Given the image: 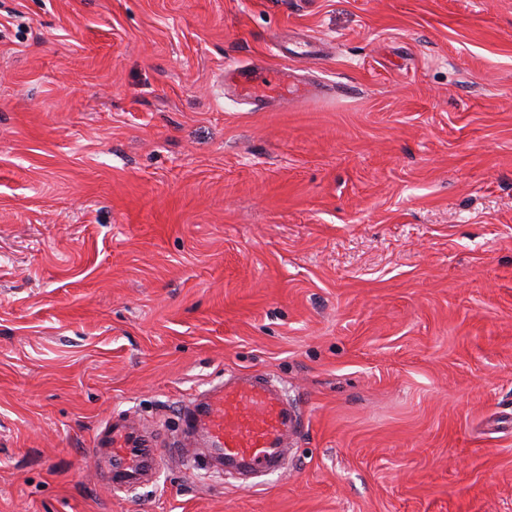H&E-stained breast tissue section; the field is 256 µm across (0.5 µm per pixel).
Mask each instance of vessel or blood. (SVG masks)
<instances>
[{
  "label": "vessel or blood",
  "mask_w": 512,
  "mask_h": 512,
  "mask_svg": "<svg viewBox=\"0 0 512 512\" xmlns=\"http://www.w3.org/2000/svg\"><path fill=\"white\" fill-rule=\"evenodd\" d=\"M238 95L248 100L278 101L285 88L300 99L311 96L291 70L262 75L247 67L229 70ZM169 440L134 426L123 414L108 418L93 437V456L107 460L104 477L113 491H126L155 480L163 464L188 448H203L224 465L225 476L249 472L266 476L283 472L288 442L301 428L283 388L261 375H243L199 393L178 418Z\"/></svg>",
  "instance_id": "1"
}]
</instances>
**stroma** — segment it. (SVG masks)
I'll return each mask as SVG.
<instances>
[{
  "label": "stroma",
  "instance_id": "stroma-1",
  "mask_svg": "<svg viewBox=\"0 0 512 512\" xmlns=\"http://www.w3.org/2000/svg\"><path fill=\"white\" fill-rule=\"evenodd\" d=\"M237 372L287 471L99 479ZM0 512H512V0H0ZM228 76L238 95L248 100L279 101V89H288V87L299 93L300 100H311L310 96L318 95L300 85L288 68L261 75L247 67L237 66L230 70L225 69V78Z\"/></svg>",
  "mask_w": 512,
  "mask_h": 512
}]
</instances>
